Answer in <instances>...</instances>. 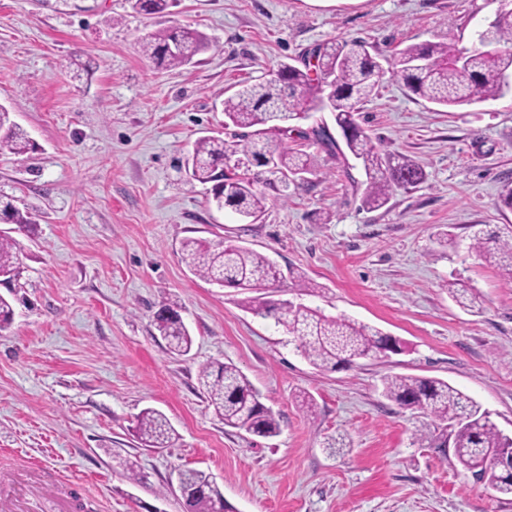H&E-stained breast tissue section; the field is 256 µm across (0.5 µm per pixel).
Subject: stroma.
Returning a JSON list of instances; mask_svg holds the SVG:
<instances>
[{
    "mask_svg": "<svg viewBox=\"0 0 512 512\" xmlns=\"http://www.w3.org/2000/svg\"><path fill=\"white\" fill-rule=\"evenodd\" d=\"M512 0H177L145 15L128 0H0V105L31 137L0 154V199L29 211L28 229L0 223L22 252L0 282L14 320L0 332V479L42 464L85 482L94 512H184L177 473L213 474L235 512H512L457 464L418 440L419 411L381 394L387 375L437 378L512 433V285L470 247L512 224L499 194L512 181V93L453 109L384 77L358 122L382 150L424 173L380 209L331 113L288 137L312 168L287 194L266 189L245 222L187 184L193 143L224 128L225 92L300 65L315 49L360 42L379 62L408 45L475 33ZM177 25L210 48L161 68L140 52L148 33ZM327 125L335 144L304 132ZM450 233L454 245L440 244ZM189 238L219 239L269 257L279 282L256 297L289 300L376 326L403 351L348 368L314 367L239 289L193 274ZM479 298L457 305L448 285ZM173 303L192 337L176 357L153 315ZM231 363L280 421L273 438L224 426L197 386L199 369ZM310 395L314 410L301 407ZM147 408L175 430L144 448ZM138 464L131 480L125 460Z\"/></svg>",
    "mask_w": 512,
    "mask_h": 512,
    "instance_id": "1",
    "label": "stroma"
}]
</instances>
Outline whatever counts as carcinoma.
Returning <instances> with one entry per match:
<instances>
[{
  "mask_svg": "<svg viewBox=\"0 0 512 512\" xmlns=\"http://www.w3.org/2000/svg\"><path fill=\"white\" fill-rule=\"evenodd\" d=\"M129 3L136 12L155 15L165 13L172 0ZM208 46L198 31L172 27L148 35L141 51L168 68L190 63ZM317 60L313 68L284 65L275 76L244 84L224 97V125L231 124L241 132L232 143L216 136L197 139L185 160L187 183L212 184V201L217 208L229 209L242 220L258 219L266 205V195L258 185L280 187L286 192L290 181L309 172L310 155L284 143L293 122L327 109L343 134L347 150L363 165L367 207L382 208L396 189L420 184L422 169L405 156L379 149L356 119L358 105L372 97L380 83L381 64L358 43H333L319 50ZM388 72L413 94L446 108L503 97L512 90L508 86L512 77V9L500 12L479 31L472 47L459 48L450 37L410 45L398 53ZM31 148L33 142L27 132L0 105V153L20 154ZM233 156L236 160L228 169L226 162ZM0 219L20 228L35 223L31 213L9 200H0ZM471 247L493 258L506 281L512 283L511 224L488 238L474 233ZM181 251L185 265L194 274L222 287L248 291L279 278V270L266 256L244 246L191 238L182 243ZM19 268L20 249L12 239L0 236V277L8 282L18 275ZM448 293L460 306L475 307L476 297L468 288L450 283ZM244 307L263 320L273 319L275 326L293 338L297 350L322 370L376 357L391 344L390 336L379 328L329 318L289 300L248 297ZM154 324L171 354L189 353L192 337L173 305L161 304ZM198 383L224 426L261 437L280 434L279 420L235 365H204ZM382 395L422 411L442 431H452L458 464L496 494L512 497V475L503 473L497 459L499 449L512 448V436L503 433L472 397L441 379L409 375L384 377ZM173 434L168 418L160 411L145 409L137 418L135 435L146 448L169 446ZM181 477L192 488L183 497L184 512H219L227 506L211 474L188 469L181 471Z\"/></svg>",
  "mask_w": 512,
  "mask_h": 512,
  "instance_id": "1",
  "label": "carcinoma"
}]
</instances>
